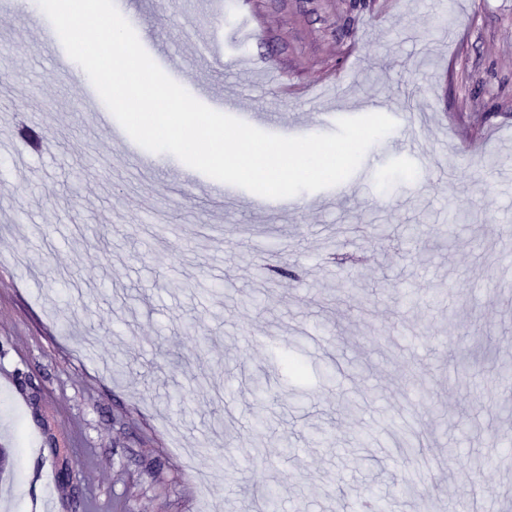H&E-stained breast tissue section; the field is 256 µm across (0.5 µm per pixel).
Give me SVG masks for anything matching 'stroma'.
Listing matches in <instances>:
<instances>
[{"mask_svg":"<svg viewBox=\"0 0 512 512\" xmlns=\"http://www.w3.org/2000/svg\"><path fill=\"white\" fill-rule=\"evenodd\" d=\"M115 5L196 99L288 137L323 133L321 112L400 114L424 156L395 130L361 161L388 193L219 197L97 129L43 11L0 0V140L18 142L0 152V512H254L268 486L280 512H350L369 487L386 512H453L470 488V512H512V445L488 439L512 436V0ZM483 335L493 374L464 349Z\"/></svg>","mask_w":512,"mask_h":512,"instance_id":"stroma-1","label":"stroma"}]
</instances>
